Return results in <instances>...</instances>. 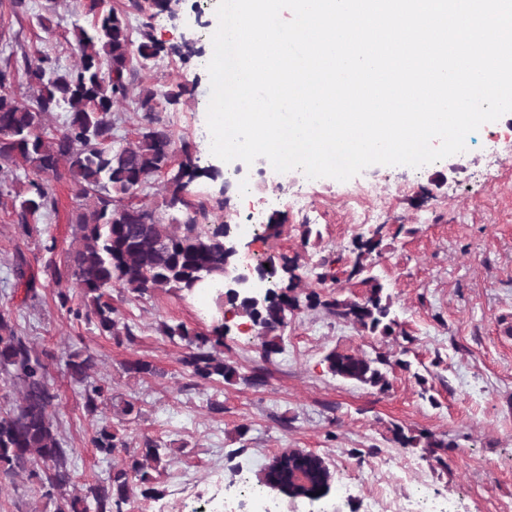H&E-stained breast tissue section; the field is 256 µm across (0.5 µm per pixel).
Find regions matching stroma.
Returning <instances> with one entry per match:
<instances>
[{
	"mask_svg": "<svg viewBox=\"0 0 512 512\" xmlns=\"http://www.w3.org/2000/svg\"><path fill=\"white\" fill-rule=\"evenodd\" d=\"M218 0H185L177 19L161 15L152 33L166 46L195 41L211 47ZM29 12L0 0V67L23 58L48 56L58 67L73 68L79 53L74 26L86 25L78 0H30ZM131 97L115 107L117 136L133 138L141 122L133 99L146 87L184 88L179 104L162 112L175 140L192 145L197 164L209 163L207 127L210 87L205 70L177 55L137 60ZM512 113L474 132L464 152L412 168L375 164L349 182L300 179L246 165L241 176L252 184V204L263 212L254 232L241 235L238 259L258 266L296 259L301 292L319 290L323 261L333 263L342 281L339 298L365 291L347 277L353 241L360 229L351 220L359 206L373 210L383 225L381 256L374 268L391 296L399 326L388 338L368 336L323 310L290 316L280 332L284 350L266 361L254 334L242 333L225 300L214 292L194 296L170 290L138 295L116 288L112 304L134 324L135 339L103 336L61 309L51 287L24 299L13 266L24 254L32 274H41L48 256L63 259L73 240L79 201L68 184L55 185L56 208L31 228L15 224L12 200L27 189L23 180L0 170V310L10 311L18 329L37 351L50 355L49 373L58 394L53 410L59 431L72 448V482L65 494L46 495L28 475L0 480V512H59L83 485L106 475L109 462L90 442L95 429L120 427L139 445L152 438L171 450L158 481L161 495L134 498L128 512L167 507L188 476L205 474L226 482L257 483L273 453L301 448L324 457L333 473L327 502L338 512H365L368 474L380 460L390 462L395 491L419 477L453 512H512ZM376 193L353 203L346 186ZM307 208L298 211L295 197ZM278 231H268L271 221ZM55 245L47 254V245ZM184 324L208 332L224 324V357L235 363L240 381L204 383L189 378L180 363L183 349L170 342L163 326ZM91 349L94 378L107 398L96 415L83 406L82 385L64 372L62 356ZM389 359L387 391L332 376L324 356L331 350ZM144 359L152 376L124 373L122 366ZM260 371L265 383L251 386L244 376ZM135 411L122 416L124 401ZM427 430L449 441L428 453L403 448L392 425Z\"/></svg>",
	"mask_w": 512,
	"mask_h": 512,
	"instance_id": "obj_1",
	"label": "stroma"
}]
</instances>
